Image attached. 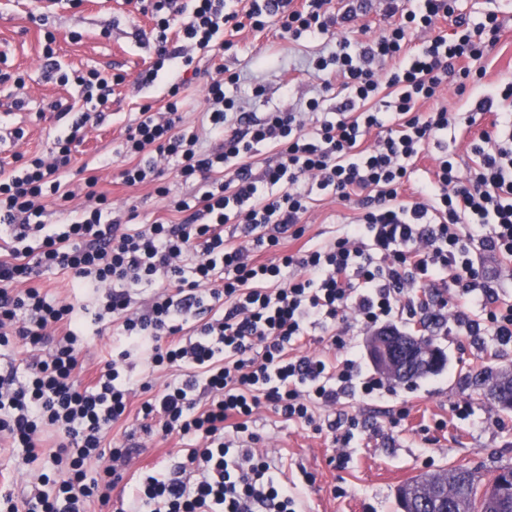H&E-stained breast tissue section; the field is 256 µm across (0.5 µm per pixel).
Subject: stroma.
<instances>
[{
    "label": "stroma",
    "instance_id": "1",
    "mask_svg": "<svg viewBox=\"0 0 512 512\" xmlns=\"http://www.w3.org/2000/svg\"><path fill=\"white\" fill-rule=\"evenodd\" d=\"M506 32L485 59L487 78L512 82V0L500 4ZM45 14L37 22L36 14ZM154 23L129 0H84L73 8L60 0L46 8L41 0H0V70L23 74V93L27 107L12 105V85L0 86V162H11L13 153L47 151L58 128L51 105L73 102L77 94L45 78L43 47L46 33L55 36L56 58L66 68H97L106 74H122L123 84L112 93L110 115L99 126L90 127L75 154L71 183L94 175L101 189L108 191L115 208L136 205V224H144L163 212L164 203L149 186L127 187L121 184L119 165L107 160L137 117L138 107L156 102L157 87L138 88L139 73L154 56L151 35ZM233 54L225 56L229 68L246 69L252 78L264 84L263 97L253 101L251 109L265 112L271 108L295 109L311 97L319 80L315 73L299 71L302 59L318 51L319 42H291L275 27L261 32L238 33ZM294 75L290 90L281 82ZM23 129L21 140H14L15 129ZM330 195L311 209L306 218L308 236L323 240L333 235L339 222L353 217ZM447 361L435 374L409 382H387L383 395L366 401L350 395L339 404L323 410L332 421L357 416L363 423L359 434L346 447L344 467L332 462L336 454V434L320 433L279 421L270 411L255 417V429L264 437V450L278 467L294 477L312 474L313 483L305 490L304 512H400L397 490L410 478L435 473L454 464L492 467L512 464V411H503L469 378L482 369L512 372V348L499 350L491 337L478 340L447 332L441 323L424 330ZM469 405V417L456 409ZM407 407L411 413L405 425L396 427L391 416ZM182 459L176 439L153 440L147 450L133 459L125 480L135 485L142 470L159 465L173 467ZM0 472L5 481L0 490L12 492L23 501L34 491V466L20 464L11 449L0 447Z\"/></svg>",
    "mask_w": 512,
    "mask_h": 512
}]
</instances>
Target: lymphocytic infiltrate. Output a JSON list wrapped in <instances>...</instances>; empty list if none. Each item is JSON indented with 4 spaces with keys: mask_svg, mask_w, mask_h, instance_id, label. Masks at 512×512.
<instances>
[{
    "mask_svg": "<svg viewBox=\"0 0 512 512\" xmlns=\"http://www.w3.org/2000/svg\"><path fill=\"white\" fill-rule=\"evenodd\" d=\"M148 0L158 45L136 80L163 81L162 106L143 104L115 149L120 179L153 186L166 212L125 228L97 177L84 181L88 204L48 223L49 203L69 201L76 147L102 122L113 83L98 69L60 70L47 35L43 55L61 84L83 102L45 154H14L0 167V349H18L23 367L0 372V443L25 464L47 460L35 491L6 512H92L108 506L139 442L106 448L114 426L141 418L145 435L175 438L185 458L150 470L121 512H301L302 489L281 478L253 417L267 408L283 421L323 431L324 408L384 381L365 373L350 331L391 328L395 319L432 314L422 293L443 290L459 333L512 343V300L497 271L512 268V83L485 82L484 59L504 23L497 9L469 22L459 0H384L386 23L371 31V0ZM451 23L443 31L442 23ZM277 25L294 41L341 27L333 48L314 59L321 90L296 110L247 111L245 79L223 65L234 46L226 31ZM214 60L201 126L185 121L183 92ZM474 105L468 116L424 111L448 85ZM489 116L461 168L448 138L458 125ZM275 152L261 165L264 149ZM435 153L432 170L417 163ZM172 170L193 194L171 196L159 182ZM331 194L359 212L330 240L305 244L304 216ZM240 226L242 237L224 227ZM300 241L283 249L282 236ZM488 253L493 267L477 257ZM71 275L64 303L34 286L44 273ZM113 327L112 353L85 380L82 353ZM329 354H304L310 329ZM149 355L136 375L132 351ZM169 378L153 391L149 376ZM101 462L90 474L91 462Z\"/></svg>",
    "mask_w": 512,
    "mask_h": 512,
    "instance_id": "f902f5d3",
    "label": "lymphocytic infiltrate"
}]
</instances>
